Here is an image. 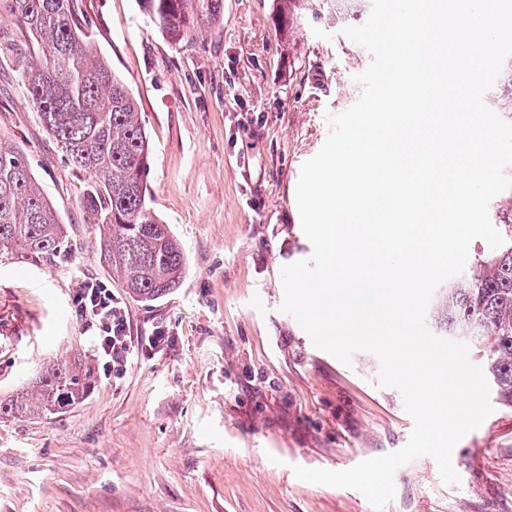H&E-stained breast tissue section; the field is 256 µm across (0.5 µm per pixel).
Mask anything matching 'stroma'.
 Returning a JSON list of instances; mask_svg holds the SVG:
<instances>
[{
  "mask_svg": "<svg viewBox=\"0 0 512 512\" xmlns=\"http://www.w3.org/2000/svg\"><path fill=\"white\" fill-rule=\"evenodd\" d=\"M88 43L135 95L150 140V206L187 258L179 288L133 300L99 255L65 162L21 80L0 73V137L20 146L66 224L50 260L0 263V395L60 356L97 383L46 419H0V512H372L359 491L298 480L293 466L345 470L402 448L414 426L401 394L376 387L379 361L314 346L282 312L283 266L308 258L296 187L329 117L360 95L371 54L342 23L306 18L282 33L273 0H224V13L170 42L136 0H79ZM108 283L129 332L168 347L102 375L94 330L73 298ZM459 483L422 456L394 474L384 512H512V409L453 447Z\"/></svg>",
  "mask_w": 512,
  "mask_h": 512,
  "instance_id": "obj_1",
  "label": "stroma"
}]
</instances>
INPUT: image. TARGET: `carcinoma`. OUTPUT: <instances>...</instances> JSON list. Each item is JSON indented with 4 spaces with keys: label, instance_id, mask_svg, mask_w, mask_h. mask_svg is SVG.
Returning a JSON list of instances; mask_svg holds the SVG:
<instances>
[{
    "label": "carcinoma",
    "instance_id": "cac0c4a2",
    "mask_svg": "<svg viewBox=\"0 0 512 512\" xmlns=\"http://www.w3.org/2000/svg\"><path fill=\"white\" fill-rule=\"evenodd\" d=\"M368 0H274L283 32L311 15L356 18ZM143 15L177 44L224 12V0H137ZM0 68L21 80L38 118L65 161L88 176L81 207L99 231L101 257L129 295L153 302L179 287L186 257L147 202L150 142L139 102L86 44L78 0H0ZM504 242L480 254L436 296L435 327L468 342L500 404L512 408V210ZM71 248L66 227L42 191L26 154L0 139V262L51 259ZM94 369L68 357L49 362L32 382L0 396V417H47L81 403Z\"/></svg>",
    "mask_w": 512,
    "mask_h": 512
}]
</instances>
